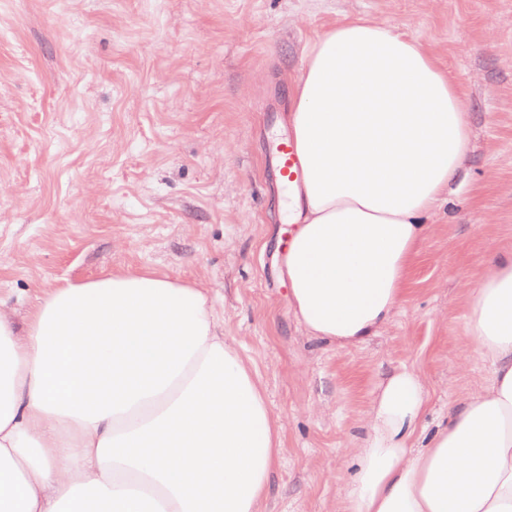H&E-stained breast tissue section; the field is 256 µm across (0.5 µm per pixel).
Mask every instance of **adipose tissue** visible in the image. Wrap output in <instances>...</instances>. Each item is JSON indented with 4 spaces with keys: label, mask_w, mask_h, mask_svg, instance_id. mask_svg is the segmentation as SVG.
<instances>
[{
    "label": "adipose tissue",
    "mask_w": 512,
    "mask_h": 512,
    "mask_svg": "<svg viewBox=\"0 0 512 512\" xmlns=\"http://www.w3.org/2000/svg\"><path fill=\"white\" fill-rule=\"evenodd\" d=\"M304 177L282 264L307 336L359 347L402 297L471 149L463 93L375 20L318 36L291 92ZM488 366L426 439L424 381L381 383L336 512H512V251L466 299ZM280 424L206 292L145 271L65 282L24 327L0 304V512H261Z\"/></svg>",
    "instance_id": "obj_1"
}]
</instances>
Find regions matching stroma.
<instances>
[{"instance_id": "35a3bbf8", "label": "stroma", "mask_w": 512, "mask_h": 512, "mask_svg": "<svg viewBox=\"0 0 512 512\" xmlns=\"http://www.w3.org/2000/svg\"><path fill=\"white\" fill-rule=\"evenodd\" d=\"M355 19L404 32L464 93L472 151L360 347L305 336L280 252L306 49ZM512 250V0H0V303L151 270L204 288L281 422L265 512H332L376 387L424 378L425 422L479 390L466 298Z\"/></svg>"}]
</instances>
